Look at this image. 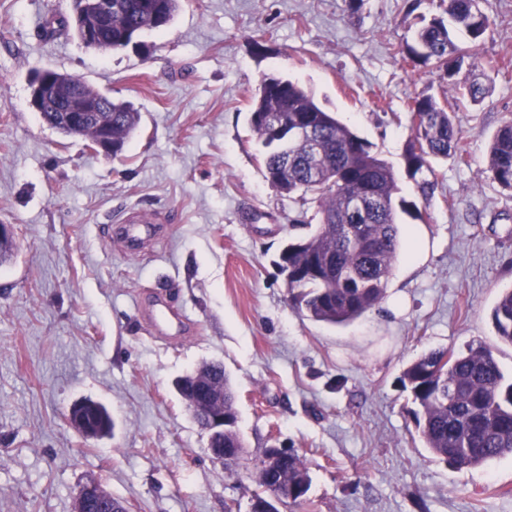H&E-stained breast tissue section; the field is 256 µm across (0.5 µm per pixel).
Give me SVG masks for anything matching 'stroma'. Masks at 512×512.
Masks as SVG:
<instances>
[{"label":"stroma","mask_w":512,"mask_h":512,"mask_svg":"<svg viewBox=\"0 0 512 512\" xmlns=\"http://www.w3.org/2000/svg\"><path fill=\"white\" fill-rule=\"evenodd\" d=\"M493 21L483 54L509 69L480 103L459 102L463 157L435 161L419 220L401 215L403 255L382 303L345 326L307 318L278 263L317 223V206L280 194L257 158L248 116L262 77L300 83L394 170L406 169L409 98H448L440 72L397 50L440 0H183L171 24L118 50L70 34L45 39L72 0H0V224L16 251L0 264V512H74L99 479L128 512H248L253 463L278 444L303 454L305 501L281 512H512V458L455 469L424 445L399 383L433 348L512 345L491 318L512 288V193L489 180L487 149L512 120V0H480ZM80 75L131 101L140 123L120 157L91 153L29 104L33 69ZM159 222L127 248L116 216ZM188 319L162 339L154 296ZM218 361L231 377L246 456L235 474L173 387ZM89 398L112 416L87 439L67 421Z\"/></svg>","instance_id":"obj_1"}]
</instances>
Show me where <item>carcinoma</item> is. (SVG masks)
Returning a JSON list of instances; mask_svg holds the SVG:
<instances>
[{"label": "carcinoma", "mask_w": 512, "mask_h": 512, "mask_svg": "<svg viewBox=\"0 0 512 512\" xmlns=\"http://www.w3.org/2000/svg\"><path fill=\"white\" fill-rule=\"evenodd\" d=\"M139 5L140 0H112V48L125 47L134 30L152 29L150 15L140 12ZM445 12L465 31L468 42H457L444 20L434 18L417 29L414 44L402 47L399 54L414 67L444 71L456 95L479 103L489 93V84L475 76L462 81L453 77L466 60L500 72L493 61H482V39L492 21L479 8V0H447ZM408 108L418 123L405 151L406 167L411 177H420L416 188L427 203L436 189L429 178L431 161L461 153L464 140L455 113L436 98L412 97ZM263 112H286L291 126L312 127L322 151L315 153L303 145L292 162H285L258 119ZM101 119L112 121L113 142L119 145L112 156L117 157L137 129L139 113L129 102L114 98L112 114L103 113ZM249 124L265 148L261 164L272 187L290 197H311L320 214V223L310 234L289 241L283 249L289 300L316 322L342 325L360 318L383 300L401 254L398 185L392 167L320 106L309 90L282 76L261 79ZM485 173L512 191V121L491 139ZM354 194L368 200L363 215L348 211L347 199ZM492 321L499 339L512 344V289L499 297ZM218 384L224 385L225 412L237 414L229 376L218 378ZM402 384L416 405L413 415L425 447L448 466L475 468L512 456V379L505 376L489 346L430 350L407 366ZM252 475L263 488L255 497L278 493L284 505L301 502L295 489L310 485L305 458L293 449L278 472H270L260 458Z\"/></svg>", "instance_id": "obj_1"}]
</instances>
